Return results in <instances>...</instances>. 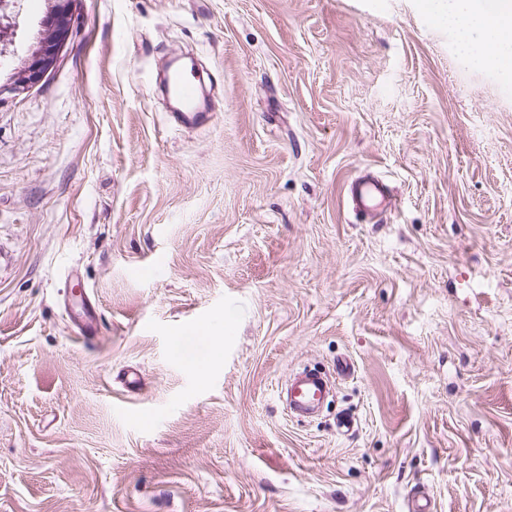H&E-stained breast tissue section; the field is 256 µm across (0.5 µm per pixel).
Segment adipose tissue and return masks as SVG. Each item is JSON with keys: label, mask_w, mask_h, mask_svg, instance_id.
<instances>
[{"label": "adipose tissue", "mask_w": 512, "mask_h": 512, "mask_svg": "<svg viewBox=\"0 0 512 512\" xmlns=\"http://www.w3.org/2000/svg\"><path fill=\"white\" fill-rule=\"evenodd\" d=\"M438 20L454 25L463 43H485L483 63L512 73V0H429Z\"/></svg>", "instance_id": "1"}]
</instances>
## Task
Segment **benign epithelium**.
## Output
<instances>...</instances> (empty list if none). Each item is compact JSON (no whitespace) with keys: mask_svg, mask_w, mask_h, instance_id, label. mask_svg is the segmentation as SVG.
<instances>
[{"mask_svg":"<svg viewBox=\"0 0 512 512\" xmlns=\"http://www.w3.org/2000/svg\"><path fill=\"white\" fill-rule=\"evenodd\" d=\"M74 0H56L41 22V29L28 54L18 64L6 60L13 43L18 15V0H0L1 65L11 68L5 82H0V101L3 96L22 95L39 85L57 66L61 51L68 43L74 22Z\"/></svg>","mask_w":512,"mask_h":512,"instance_id":"7a95c632","label":"benign epithelium"}]
</instances>
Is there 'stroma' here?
<instances>
[{
  "label": "stroma",
  "mask_w": 512,
  "mask_h": 512,
  "mask_svg": "<svg viewBox=\"0 0 512 512\" xmlns=\"http://www.w3.org/2000/svg\"><path fill=\"white\" fill-rule=\"evenodd\" d=\"M75 17L0 101V512H512V75L426 0ZM176 54L212 80L204 127L156 88ZM367 168L375 224L346 196ZM340 358L333 402L290 416L289 374ZM76 286L79 288L77 291L79 296L71 301V307H68V309L71 321L77 330L76 334L83 344L88 346L97 335L98 313L96 307L92 304L90 295L79 283Z\"/></svg>",
  "instance_id": "stroma-1"
}]
</instances>
